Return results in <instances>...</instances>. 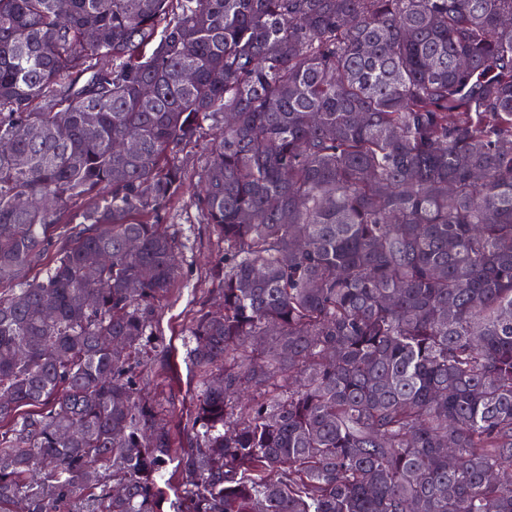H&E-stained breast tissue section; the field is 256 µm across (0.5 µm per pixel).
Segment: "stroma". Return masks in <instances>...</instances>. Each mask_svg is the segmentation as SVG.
I'll use <instances>...</instances> for the list:
<instances>
[{
	"label": "stroma",
	"mask_w": 512,
	"mask_h": 512,
	"mask_svg": "<svg viewBox=\"0 0 512 512\" xmlns=\"http://www.w3.org/2000/svg\"><path fill=\"white\" fill-rule=\"evenodd\" d=\"M216 130L215 124L205 123L197 142L177 150L185 183L164 222L182 261V283L158 301V323L137 356L146 391L160 403L161 416L179 448L189 445L198 399L196 380L186 359L188 329L198 310L216 305L212 267L224 255L223 240L203 223L197 206L200 177L208 162L206 145Z\"/></svg>",
	"instance_id": "stroma-1"
}]
</instances>
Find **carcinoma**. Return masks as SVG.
Returning <instances> with one entry per match:
<instances>
[{"label": "carcinoma", "mask_w": 512, "mask_h": 512, "mask_svg": "<svg viewBox=\"0 0 512 512\" xmlns=\"http://www.w3.org/2000/svg\"><path fill=\"white\" fill-rule=\"evenodd\" d=\"M506 16L0 0V512H163L174 461L175 512H512ZM229 113L199 198L223 309L189 329L177 452L136 354L181 278L176 150Z\"/></svg>", "instance_id": "obj_1"}]
</instances>
